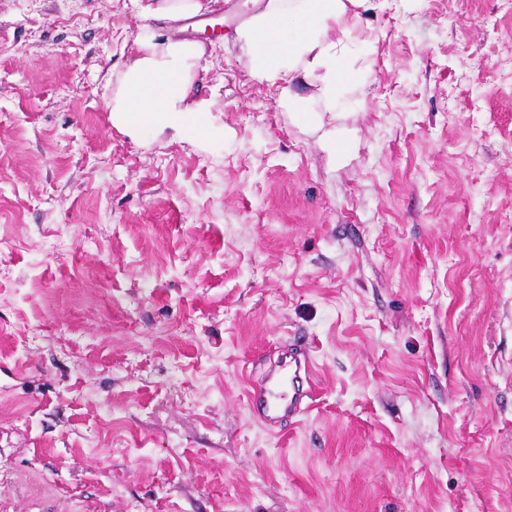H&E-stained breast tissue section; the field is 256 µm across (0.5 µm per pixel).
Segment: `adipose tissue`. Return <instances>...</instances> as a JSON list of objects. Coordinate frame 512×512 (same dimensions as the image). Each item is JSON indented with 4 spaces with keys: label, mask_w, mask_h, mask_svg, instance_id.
Wrapping results in <instances>:
<instances>
[{
    "label": "adipose tissue",
    "mask_w": 512,
    "mask_h": 512,
    "mask_svg": "<svg viewBox=\"0 0 512 512\" xmlns=\"http://www.w3.org/2000/svg\"><path fill=\"white\" fill-rule=\"evenodd\" d=\"M373 11V0H267L236 41L249 50L258 76L281 89L279 105L291 112L299 105L291 94L297 76L315 78L319 101L335 105L348 79V48L329 37L348 8ZM118 93L105 102L113 121L136 129L169 128L195 139L207 134V101L196 99L191 72L204 56L191 40H173L159 29L143 27Z\"/></svg>",
    "instance_id": "ef3b65f1"
}]
</instances>
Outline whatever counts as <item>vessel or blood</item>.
I'll use <instances>...</instances> for the list:
<instances>
[{"label": "vessel or blood", "instance_id": "b4317fda", "mask_svg": "<svg viewBox=\"0 0 512 512\" xmlns=\"http://www.w3.org/2000/svg\"><path fill=\"white\" fill-rule=\"evenodd\" d=\"M314 364L308 345L289 350L288 359L271 374L251 381L249 402L255 420L266 429H274L281 421L300 422L305 414L310 392L300 388V380H312Z\"/></svg>", "mask_w": 512, "mask_h": 512}]
</instances>
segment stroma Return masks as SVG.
I'll use <instances>...</instances> for the list:
<instances>
[{
  "label": "stroma",
  "mask_w": 512,
  "mask_h": 512,
  "mask_svg": "<svg viewBox=\"0 0 512 512\" xmlns=\"http://www.w3.org/2000/svg\"><path fill=\"white\" fill-rule=\"evenodd\" d=\"M200 2L192 139L104 109L132 0H0V512H512V0L346 13L308 122ZM308 383L307 391L300 389L299 380ZM314 377V364L310 347L303 343L299 348L288 349V362L250 383L249 402L252 416L267 430H273L281 421L295 424L308 409Z\"/></svg>",
  "instance_id": "35a3bbf8"
}]
</instances>
